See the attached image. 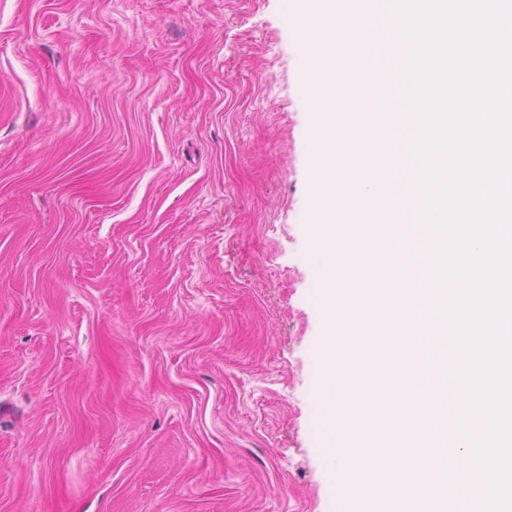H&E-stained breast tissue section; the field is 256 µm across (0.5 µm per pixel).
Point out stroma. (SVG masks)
Returning a JSON list of instances; mask_svg holds the SVG:
<instances>
[{"instance_id": "35a3bbf8", "label": "stroma", "mask_w": 512, "mask_h": 512, "mask_svg": "<svg viewBox=\"0 0 512 512\" xmlns=\"http://www.w3.org/2000/svg\"><path fill=\"white\" fill-rule=\"evenodd\" d=\"M281 0H0V512H326Z\"/></svg>"}]
</instances>
